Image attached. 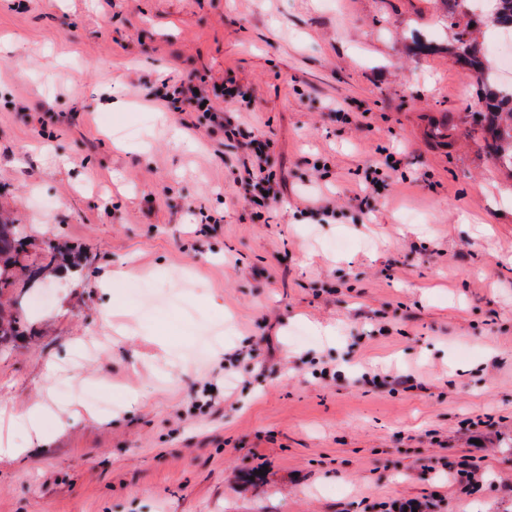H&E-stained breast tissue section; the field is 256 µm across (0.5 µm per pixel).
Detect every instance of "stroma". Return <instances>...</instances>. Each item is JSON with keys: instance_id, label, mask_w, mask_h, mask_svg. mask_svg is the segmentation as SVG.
I'll list each match as a JSON object with an SVG mask.
<instances>
[{"instance_id": "1", "label": "stroma", "mask_w": 512, "mask_h": 512, "mask_svg": "<svg viewBox=\"0 0 512 512\" xmlns=\"http://www.w3.org/2000/svg\"><path fill=\"white\" fill-rule=\"evenodd\" d=\"M442 15L0 0V220L20 239L0 399L69 422L0 459V512H512V175ZM180 74L251 91L238 134L144 98ZM109 94L126 109L99 110ZM257 135L277 194L261 221L241 181ZM114 269L132 273L122 340L95 286Z\"/></svg>"}]
</instances>
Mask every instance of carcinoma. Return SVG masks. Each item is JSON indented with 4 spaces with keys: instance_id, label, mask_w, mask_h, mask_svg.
Returning <instances> with one entry per match:
<instances>
[{
    "instance_id": "carcinoma-1",
    "label": "carcinoma",
    "mask_w": 512,
    "mask_h": 512,
    "mask_svg": "<svg viewBox=\"0 0 512 512\" xmlns=\"http://www.w3.org/2000/svg\"><path fill=\"white\" fill-rule=\"evenodd\" d=\"M443 17L449 20L453 30L448 42V51L458 62L477 74V78L487 88L485 109L479 113L484 145L497 163L512 173V90L498 87L491 77L492 63L487 51L473 36L470 24L476 17L473 8L475 0H440ZM493 5L485 17L499 29L512 33V0H492ZM458 17L468 18L460 24ZM17 240L15 226L0 223V283L8 282L16 263Z\"/></svg>"
}]
</instances>
